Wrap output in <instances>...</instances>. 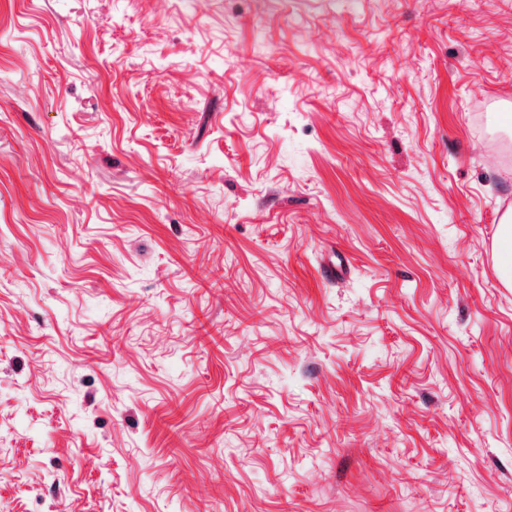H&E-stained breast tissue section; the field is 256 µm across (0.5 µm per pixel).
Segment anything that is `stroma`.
<instances>
[{"mask_svg":"<svg viewBox=\"0 0 512 512\" xmlns=\"http://www.w3.org/2000/svg\"><path fill=\"white\" fill-rule=\"evenodd\" d=\"M491 145L512 0H0V512H512Z\"/></svg>","mask_w":512,"mask_h":512,"instance_id":"stroma-1","label":"stroma"}]
</instances>
